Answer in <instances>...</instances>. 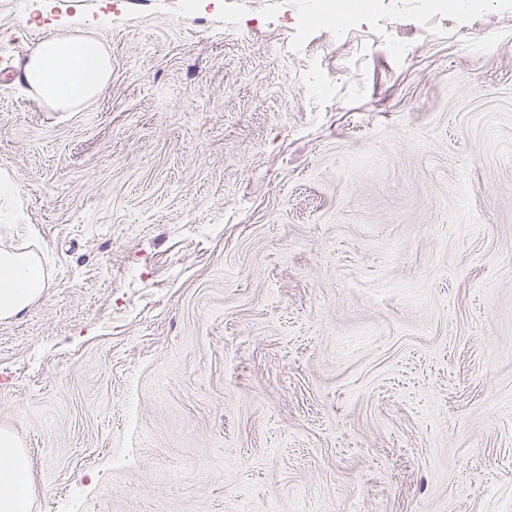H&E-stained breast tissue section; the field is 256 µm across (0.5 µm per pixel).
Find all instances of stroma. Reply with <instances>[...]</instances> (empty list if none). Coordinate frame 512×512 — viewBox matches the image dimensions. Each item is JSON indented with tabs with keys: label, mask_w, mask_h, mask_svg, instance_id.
<instances>
[{
	"label": "stroma",
	"mask_w": 512,
	"mask_h": 512,
	"mask_svg": "<svg viewBox=\"0 0 512 512\" xmlns=\"http://www.w3.org/2000/svg\"><path fill=\"white\" fill-rule=\"evenodd\" d=\"M311 3L0 0L34 512H512V0ZM52 34L97 97L22 80ZM111 73V59L97 42L50 36L30 59L24 78L48 105L69 109L97 96Z\"/></svg>",
	"instance_id": "35a3bbf8"
}]
</instances>
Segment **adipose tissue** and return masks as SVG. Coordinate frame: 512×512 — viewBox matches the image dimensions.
Returning a JSON list of instances; mask_svg holds the SVG:
<instances>
[{"label":"adipose tissue","mask_w":512,"mask_h":512,"mask_svg":"<svg viewBox=\"0 0 512 512\" xmlns=\"http://www.w3.org/2000/svg\"><path fill=\"white\" fill-rule=\"evenodd\" d=\"M112 73V62L95 41L45 38L25 68L24 78L54 108L69 109L97 96ZM34 253L0 249V318L20 314L45 288ZM29 462L16 438L0 431V512H33Z\"/></svg>","instance_id":"obj_1"}]
</instances>
